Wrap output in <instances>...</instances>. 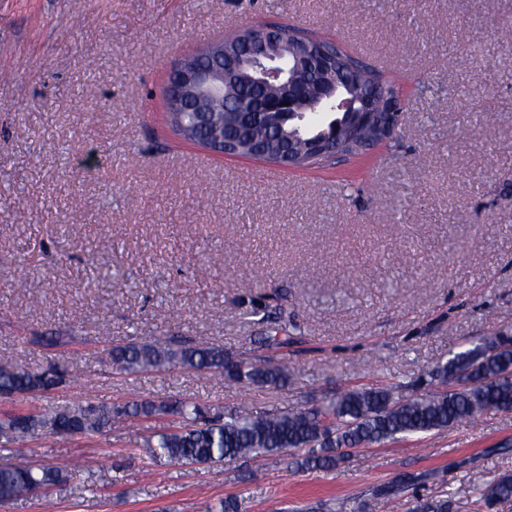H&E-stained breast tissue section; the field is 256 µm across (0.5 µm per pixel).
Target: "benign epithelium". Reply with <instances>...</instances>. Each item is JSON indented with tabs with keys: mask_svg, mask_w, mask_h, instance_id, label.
I'll return each instance as SVG.
<instances>
[{
	"mask_svg": "<svg viewBox=\"0 0 512 512\" xmlns=\"http://www.w3.org/2000/svg\"><path fill=\"white\" fill-rule=\"evenodd\" d=\"M302 73L312 77L316 85L317 104H334L337 111L357 116L346 143L334 136L303 140L278 132L265 144L245 142L224 126V112L201 111L208 149L225 156L265 157L268 144L277 141L274 162L282 167L301 168L312 157L334 160L345 155L349 146L358 152L367 151L397 134L402 118L398 95L387 94L377 100L378 87L373 84L370 93L357 96L365 71L346 65L345 57L336 52V41L294 37L273 24L247 25L236 36L180 60L167 74L164 95L174 112L203 98L217 97L226 101L228 112L242 117L251 113L256 104H247V99L238 95V87L250 84L264 88L276 81L280 95L266 102L264 108L294 113L298 102L293 97V86ZM338 74L342 75L339 80Z\"/></svg>",
	"mask_w": 512,
	"mask_h": 512,
	"instance_id": "1",
	"label": "benign epithelium"
}]
</instances>
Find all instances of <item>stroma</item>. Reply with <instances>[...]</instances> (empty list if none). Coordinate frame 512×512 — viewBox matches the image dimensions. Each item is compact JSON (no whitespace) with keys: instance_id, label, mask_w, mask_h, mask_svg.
<instances>
[{"instance_id":"35a3bbf8","label":"stroma","mask_w":512,"mask_h":512,"mask_svg":"<svg viewBox=\"0 0 512 512\" xmlns=\"http://www.w3.org/2000/svg\"><path fill=\"white\" fill-rule=\"evenodd\" d=\"M339 39L401 92L397 136L321 168L222 156L171 127L172 65L256 22ZM512 0H0V364L67 371L0 399V416L91 402L192 400L224 411L307 407L378 380L402 395L465 342L512 331ZM474 35L462 43L461 30ZM72 225L62 233V225ZM283 307L288 347L254 312ZM55 335L62 342L44 346ZM206 339L287 361L283 387L192 370L128 375L110 350ZM129 436L41 434L0 463L67 461L66 487L0 512H343L400 477L380 512L480 492L512 472V412L351 449L334 470L267 458L148 462Z\"/></svg>"}]
</instances>
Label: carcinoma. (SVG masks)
I'll use <instances>...</instances> for the list:
<instances>
[{"label": "carcinoma", "instance_id": "carcinoma-1", "mask_svg": "<svg viewBox=\"0 0 512 512\" xmlns=\"http://www.w3.org/2000/svg\"><path fill=\"white\" fill-rule=\"evenodd\" d=\"M277 117H252L239 123L251 139L266 137L267 121ZM285 130L303 139L331 131L325 121L305 127L281 120ZM112 361L126 374L157 371L203 370L226 385L258 387L288 383V362L265 359H233L224 348L209 343H190L174 338L112 346ZM436 389L428 394L403 396L396 386L372 384L338 391L321 404L271 412H254L243 405L224 413L194 401L148 400L125 408L123 415L160 419L173 415L166 425L144 440L149 457L171 463L213 465L241 459L278 457L296 469H333L348 450L364 444L383 443L399 435L448 430L463 421H475L492 412H512V336L498 332L468 343L428 373ZM62 382L54 369L0 365V392L10 395L49 389ZM112 426V407L74 404L33 415L25 421L5 417L0 430L11 436L0 442L3 450L19 447L43 431L58 435L94 436ZM73 479L64 465H0V502L29 495L39 486L62 488ZM493 506L512 501V473L493 479L481 492Z\"/></svg>", "mask_w": 512, "mask_h": 512}]
</instances>
